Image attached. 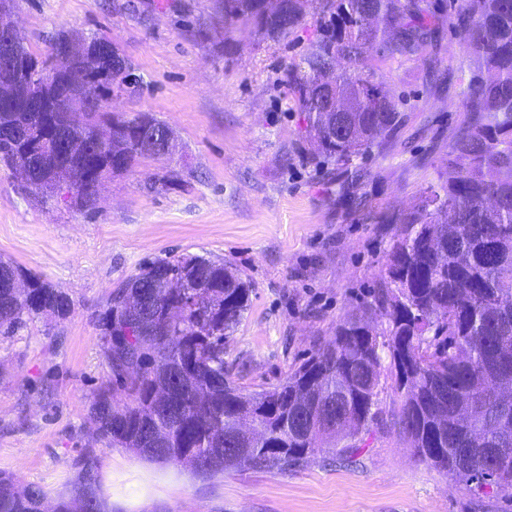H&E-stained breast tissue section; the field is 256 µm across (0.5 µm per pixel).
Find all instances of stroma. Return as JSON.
I'll use <instances>...</instances> for the list:
<instances>
[{
  "instance_id": "1",
  "label": "stroma",
  "mask_w": 512,
  "mask_h": 512,
  "mask_svg": "<svg viewBox=\"0 0 512 512\" xmlns=\"http://www.w3.org/2000/svg\"><path fill=\"white\" fill-rule=\"evenodd\" d=\"M432 33L418 49H372L364 73L397 104L393 131L344 166L303 133L284 82L320 37L321 0L269 36L224 21L216 0H16L25 46L45 56L58 34L111 35L140 78L106 111L146 113L173 130L179 152L145 159L101 191L92 212L68 198L35 204L0 164V258L73 302L0 337V473L50 500L80 486L87 453L106 512H512V498L475 489L423 462L397 425L391 369L379 414L357 450L322 448L285 472L231 466L203 475L98 442L90 409L110 389L133 398L104 359L101 313L148 260L219 259L251 285L224 343V371L244 392L270 389L365 316L393 243L419 196L437 185L463 119L468 79L456 0H427ZM175 186L154 188L163 173Z\"/></svg>"
}]
</instances>
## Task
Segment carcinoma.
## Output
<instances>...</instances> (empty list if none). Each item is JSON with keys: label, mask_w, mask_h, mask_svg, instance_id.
I'll use <instances>...</instances> for the list:
<instances>
[{"label": "carcinoma", "mask_w": 512, "mask_h": 512, "mask_svg": "<svg viewBox=\"0 0 512 512\" xmlns=\"http://www.w3.org/2000/svg\"><path fill=\"white\" fill-rule=\"evenodd\" d=\"M224 18L249 16L268 35L295 27L301 0H218ZM330 18L303 68L285 80L307 118L308 138L343 164L370 149L398 122L396 104L363 77L370 48L390 55L418 48L428 25L420 0H325ZM461 44L470 77L464 119L448 145L440 185L421 196L393 246L387 279L369 312L387 325L379 343L369 321L348 319L287 380L245 393L224 373V340L249 302L250 286L221 261L177 256L145 263L113 293L102 313L110 371L128 367L134 405L117 409L101 391L91 417L100 441L148 459L212 473L244 463L286 472L316 450L311 434L336 446L377 417V388L387 348L401 395L399 424L421 460L458 482L494 486L512 498V0H465ZM21 77L51 69L22 46ZM125 57L82 63L78 79L102 115L121 89ZM52 113L0 110V162L30 160L21 143L49 116L56 128L90 136L70 120L61 89H44ZM111 116L112 142L86 157L44 151V171L68 168V195L96 208L95 183L145 158H165L164 122ZM69 296L0 259V335L42 315L66 318ZM87 455L84 486L46 507L38 485L0 474V512H104Z\"/></svg>", "instance_id": "carcinoma-1"}]
</instances>
